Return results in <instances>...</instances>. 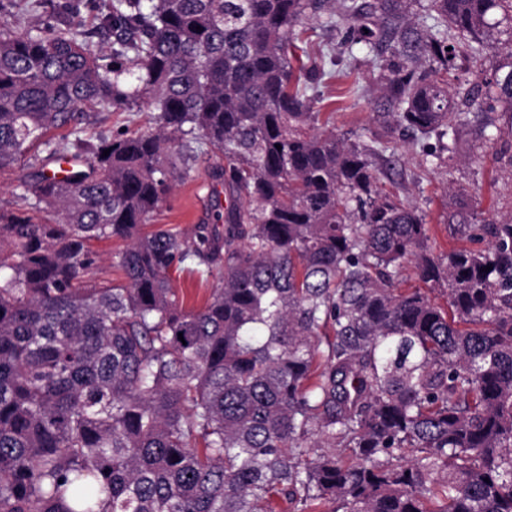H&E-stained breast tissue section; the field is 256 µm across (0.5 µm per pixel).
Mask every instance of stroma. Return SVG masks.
I'll return each instance as SVG.
<instances>
[{"label": "stroma", "instance_id": "stroma-1", "mask_svg": "<svg viewBox=\"0 0 512 512\" xmlns=\"http://www.w3.org/2000/svg\"><path fill=\"white\" fill-rule=\"evenodd\" d=\"M112 0H82L80 16L87 41L101 55L111 56L115 39L99 27L100 17ZM66 0H32L26 9L12 7L9 0H0V22L11 29L24 30L35 22L60 15ZM336 11L334 0H326L322 10L295 29L301 48L300 60L305 66L323 70L315 86L313 111L319 112L326 129L364 142L380 140L387 143L386 151L375 156L374 164L385 189L407 198L425 217L437 251L465 246L463 238L453 236L448 224L450 212L462 209L476 215L479 223L495 224L512 214V157L505 152L506 132L512 131V112H492L488 120L502 130L499 140H483L481 120H473L461 128L457 136L456 153L448 165L435 167L426 160V152L435 146L432 138L418 141L402 135L385 122L382 113L387 105L376 79L374 54L364 44L346 50L338 65H331L332 48L340 46L347 32L346 25L328 26ZM156 113L147 105L131 108L89 109L80 129L64 128L53 131V141L68 145L76 139H109L121 131L145 130L155 124ZM195 157L177 161L184 177L176 183L167 200L154 214L156 224L182 228L207 222L211 218L212 192L221 181L213 174L223 166V156L215 150L196 145ZM48 150L39 147L25 156L0 167V210L27 208L22 184L42 166ZM467 189L465 199L451 196L454 188ZM174 288L186 295L187 306L201 305L219 284L195 267L183 266L171 270Z\"/></svg>", "mask_w": 512, "mask_h": 512}]
</instances>
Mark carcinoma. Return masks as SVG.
Segmentation results:
<instances>
[{
    "label": "carcinoma",
    "mask_w": 512,
    "mask_h": 512,
    "mask_svg": "<svg viewBox=\"0 0 512 512\" xmlns=\"http://www.w3.org/2000/svg\"><path fill=\"white\" fill-rule=\"evenodd\" d=\"M402 2L374 0L348 42L388 43L387 116L442 164L470 114L512 112V42L493 78L448 81L460 40L499 44L486 15L512 24V0H427L428 30ZM313 7L112 0L109 64L74 6L0 24V167L89 105L157 112L78 140L86 169L44 167L31 208L0 210V512H512V216L450 214L481 247L434 251L379 184L386 146L323 129L294 77ZM187 136L224 155L236 201L189 233L149 223ZM111 237L122 285L94 279L90 242ZM185 264L221 282L197 309L169 277ZM408 265L429 291L396 287Z\"/></svg>",
    "instance_id": "carcinoma-1"
}]
</instances>
